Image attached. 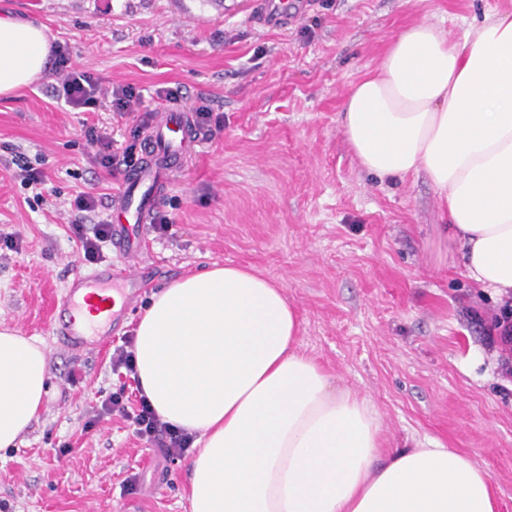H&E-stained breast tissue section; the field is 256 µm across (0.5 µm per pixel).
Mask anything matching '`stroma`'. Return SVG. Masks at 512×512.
<instances>
[{"label": "stroma", "mask_w": 512, "mask_h": 512, "mask_svg": "<svg viewBox=\"0 0 512 512\" xmlns=\"http://www.w3.org/2000/svg\"><path fill=\"white\" fill-rule=\"evenodd\" d=\"M256 0H0V11L45 24L71 67L106 92L139 95L118 111L106 95L92 112L53 94L48 71L0 96V324L35 340L47 391L16 447L0 451V503L8 512H188V460H164L120 416L87 429L89 410L124 379L113 347L133 334L150 296L212 264L253 267L283 286L300 316L298 347L336 387L366 397L383 449L414 441L455 448L489 473L512 512V349L498 339L501 302L464 275L440 231L441 200L424 176L387 180L364 171L342 134L349 91L378 68L411 24L459 38L512 0H288L283 26L254 20ZM212 111L156 210L165 233L146 231L145 284L112 325L107 349L75 354L50 317L65 284L94 272L69 225L81 192L101 215L126 167H102L90 125L114 156L140 150L164 108ZM46 176L16 181L11 151ZM79 371L80 383L69 380ZM68 453H61V446Z\"/></svg>", "instance_id": "1"}]
</instances>
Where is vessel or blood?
<instances>
[{"mask_svg":"<svg viewBox=\"0 0 512 512\" xmlns=\"http://www.w3.org/2000/svg\"><path fill=\"white\" fill-rule=\"evenodd\" d=\"M194 137L190 112L171 108L158 113L146 136L144 155L113 196L112 247L117 255L136 256L147 224L153 219L156 195L180 167ZM141 273L113 276L111 270L78 274L68 281L54 307V331L69 351L97 349L88 326L79 318L83 302L98 299V309L113 319L118 299L125 289L141 283Z\"/></svg>","mask_w":512,"mask_h":512,"instance_id":"b4317fda","label":"vessel or blood"}]
</instances>
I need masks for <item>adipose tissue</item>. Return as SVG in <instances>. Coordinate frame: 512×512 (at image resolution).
Returning <instances> with one entry per match:
<instances>
[{
  "label": "adipose tissue",
  "instance_id": "1",
  "mask_svg": "<svg viewBox=\"0 0 512 512\" xmlns=\"http://www.w3.org/2000/svg\"><path fill=\"white\" fill-rule=\"evenodd\" d=\"M44 25L0 16V96L48 71ZM344 138L382 179L425 174L477 286L512 300V12L448 39L412 25L350 91ZM281 286L215 265L152 296L135 330L136 381L166 423L195 435L189 512H500L491 477L452 448L382 453L366 398L296 350ZM41 345L0 329V450L36 420Z\"/></svg>",
  "mask_w": 512,
  "mask_h": 512
}]
</instances>
